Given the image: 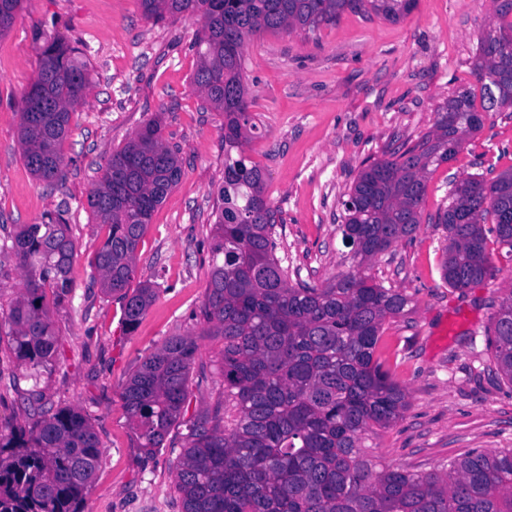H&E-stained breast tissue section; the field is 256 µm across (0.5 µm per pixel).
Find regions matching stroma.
Masks as SVG:
<instances>
[{"instance_id": "obj_1", "label": "stroma", "mask_w": 512, "mask_h": 512, "mask_svg": "<svg viewBox=\"0 0 512 512\" xmlns=\"http://www.w3.org/2000/svg\"><path fill=\"white\" fill-rule=\"evenodd\" d=\"M499 2L416 0L395 22L348 11L313 32L260 31L247 40L243 81L256 131L245 150L278 211L277 253L303 281L319 285L349 270L340 226L354 180L399 142L428 134L446 102L475 86L479 37ZM199 28L187 17L146 18L140 0H23L0 36V306L24 286L16 255L3 245L19 225L41 223L69 203L77 247L72 297L50 304L57 363L35 383L0 350V420L27 424L22 394L34 386L49 406L87 415L102 456L85 512H182L172 463L187 424L224 413L217 368L224 340L199 317L223 205L224 116L193 84ZM53 39L82 50L90 85L63 143L65 177L49 183L26 167L18 127L37 45ZM152 119L166 144L179 148L182 176L138 245L136 278L158 293L130 333L120 302L90 280L105 230L86 198L112 154ZM510 169L512 112H489L456 157L431 170L418 230L371 269L377 283L412 298L409 312L386 324L379 347L409 407L393 427L368 435L374 462L429 471L476 448H512V383L489 344L494 314L512 294V261L495 257L493 277L450 288L441 275L447 232L438 222L452 184L477 175L491 181ZM172 336L197 345L186 421L150 454L121 394Z\"/></svg>"}]
</instances>
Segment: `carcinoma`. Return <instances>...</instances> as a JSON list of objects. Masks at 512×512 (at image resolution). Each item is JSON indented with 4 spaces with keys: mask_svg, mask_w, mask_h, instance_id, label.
<instances>
[{
    "mask_svg": "<svg viewBox=\"0 0 512 512\" xmlns=\"http://www.w3.org/2000/svg\"><path fill=\"white\" fill-rule=\"evenodd\" d=\"M22 0H0V35ZM415 0H141L148 17L201 21L193 77L224 114V207L216 217L209 279L200 317L224 338V416L192 425L173 462L183 512H512V448L473 450L427 473L374 465L365 435L401 419L408 401L377 356L387 320L411 298L376 283L371 262L420 224L429 167L454 159L478 132L484 113L512 110V0L481 39L474 75L483 105L464 89L438 113L435 128L414 145L394 149L362 170L344 207L343 235L352 266L336 278L290 284L300 276L276 255V210L260 169L243 146L250 122L242 80L245 41L261 30L313 31L347 10L398 20ZM89 88L78 48L46 41L36 77L21 99L19 136L27 168L44 181L64 176L62 144L71 112ZM181 178L179 149L148 122L109 160L86 203L106 233L93 281L118 298L122 323L136 329L157 295L148 281L131 287L136 250L154 212ZM439 223L449 244L445 283L464 290L493 276L486 232L512 256V170L491 183L469 177L448 193ZM64 205L40 224L8 237L24 273L23 292L0 313L11 356L38 380L55 365L58 336L47 294H71L76 244ZM492 227L485 228L486 223ZM490 345L512 383V293L494 317ZM196 353L190 336H172L126 383L122 398L139 447L152 453L179 423ZM32 426L0 421V512H83L101 448L88 417L74 407L45 409L28 395Z\"/></svg>",
    "mask_w": 512,
    "mask_h": 512,
    "instance_id": "cac0c4a2",
    "label": "carcinoma"
}]
</instances>
